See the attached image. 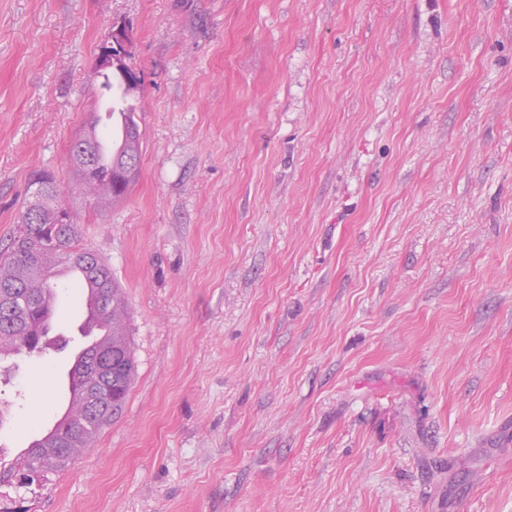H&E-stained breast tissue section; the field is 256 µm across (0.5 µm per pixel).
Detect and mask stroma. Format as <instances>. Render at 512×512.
Returning a JSON list of instances; mask_svg holds the SVG:
<instances>
[{"mask_svg":"<svg viewBox=\"0 0 512 512\" xmlns=\"http://www.w3.org/2000/svg\"><path fill=\"white\" fill-rule=\"evenodd\" d=\"M117 24L114 203L69 149ZM44 170L135 373L26 512H512V0H0V249ZM65 361L0 360L5 462ZM132 41V33L126 25H116L110 36V42L101 46L96 57L95 68L101 72H112V69H117L126 65V59L129 53V48ZM112 43L120 44L123 48L119 54L112 52ZM117 83L112 84L109 82L110 78H105L104 87L108 85L112 86V92L107 96L105 100V113L101 117L104 126L107 128V135L101 138V156L102 162L105 166H109L112 159V176L108 170L101 166V158L98 152L99 160L97 166L90 170H83L81 168L76 169L81 176V180L86 187L91 186L90 196H93L96 200L112 198V202H117L124 198L132 185L134 178L124 183L121 188L117 187L119 180L118 165L123 164L126 161L128 164H135L136 168L140 161L142 140L141 133L137 121L135 120L136 107L134 104L129 102V98L134 93L133 90L124 88V84L121 78L116 77ZM119 82V83H118ZM123 94L122 99L120 95ZM112 96L113 102L118 103L124 112L121 114L124 117V137L121 147L112 153V145L115 143L116 138L112 134ZM136 128V134L132 133V128Z\"/></svg>","mask_w":512,"mask_h":512,"instance_id":"stroma-1","label":"stroma"}]
</instances>
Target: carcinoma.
<instances>
[{"label":"carcinoma","instance_id":"1","mask_svg":"<svg viewBox=\"0 0 512 512\" xmlns=\"http://www.w3.org/2000/svg\"><path fill=\"white\" fill-rule=\"evenodd\" d=\"M105 85L112 86L113 102L124 108L123 143L112 153V170L98 165L90 170L80 169L78 173L95 199L110 197L117 202L132 185L127 181L117 187L118 166L125 162L139 163L142 140L141 133H132V128L138 127L136 107L129 102L133 91L124 88L121 82L110 84L108 77ZM58 201L54 184L44 182L41 195L21 213L7 251L0 253V295L14 293L19 305L14 311L0 306V337H11L17 354L47 349L40 327L44 318L54 312V299L42 298L46 287L37 284L36 275L59 257L78 265L85 273L95 292L97 316L112 325V337L89 348L74 368L77 377L92 381L96 411L85 415L84 407H79L60 423L46 442L31 446L27 456L0 467V487L23 488L34 497L44 489L49 475L64 470L78 459L84 447L93 443L102 429L117 419L135 371L123 290L110 268L94 253L79 246L77 224L51 221L50 215Z\"/></svg>","mask_w":512,"mask_h":512}]
</instances>
